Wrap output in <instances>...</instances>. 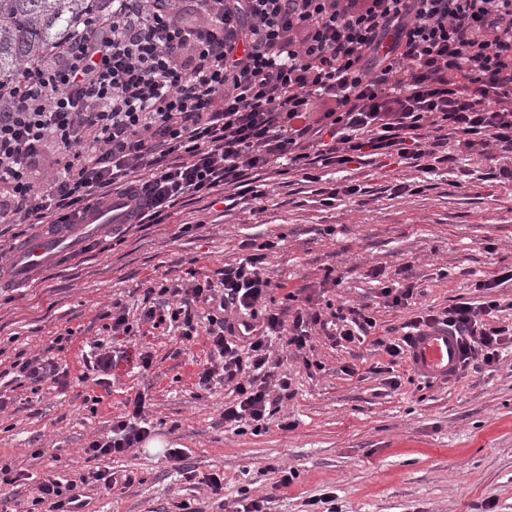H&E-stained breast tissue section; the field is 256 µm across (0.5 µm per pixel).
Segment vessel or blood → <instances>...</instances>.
I'll return each instance as SVG.
<instances>
[{"label":"vessel or blood","instance_id":"obj_1","mask_svg":"<svg viewBox=\"0 0 512 512\" xmlns=\"http://www.w3.org/2000/svg\"><path fill=\"white\" fill-rule=\"evenodd\" d=\"M98 224H70L60 231L47 233L26 241L16 248L8 264V284L25 288L32 274L59 257L74 254L85 238L94 235ZM407 358L420 376L436 382L452 377L461 361L458 336L442 326H432L414 336L407 349Z\"/></svg>","mask_w":512,"mask_h":512}]
</instances>
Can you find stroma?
Listing matches in <instances>:
<instances>
[{"instance_id":"obj_1","label":"stroma","mask_w":512,"mask_h":512,"mask_svg":"<svg viewBox=\"0 0 512 512\" xmlns=\"http://www.w3.org/2000/svg\"><path fill=\"white\" fill-rule=\"evenodd\" d=\"M488 161L426 176L424 193L390 197L384 188L414 177L411 169L358 170L371 189L363 197L321 206L311 187L275 189L267 210L224 214L203 211L201 232L177 236L189 220L178 209L169 223L130 231L124 242L59 260L30 286L0 288V468L23 472L21 484L0 482V512H30L46 475L67 482L83 473L87 443L106 435L125 403L147 394L152 436L164 449L133 448L105 460L112 471L133 473L129 488L98 489L87 512H235L243 498H268V512H302L304 502L331 492L336 512H512V353L490 374L467 368L448 381L416 375L408 361L390 364L370 344L333 343L318 329L303 352L275 340L281 373L291 379L260 434L226 427L222 414L230 387H202L198 374L210 357L205 337L184 346L177 333L143 325L128 355L112 371L111 384L83 380L84 355L93 340L106 338L100 315L114 301L133 303L134 291L151 281L214 275L224 265L254 254L273 241L262 270L277 284L266 305L281 308L285 291L311 286L298 306H372L371 335L397 339L410 315L440 310L459 301L493 295L507 309L497 322L512 323V282L493 291L480 286L512 266V186L483 182L473 169ZM411 264L419 289L411 308L378 306L381 282ZM341 274L326 283L327 268ZM69 339L62 347L53 341ZM152 356L142 369L139 353ZM50 356L67 372L66 384L31 383L11 375V364ZM399 381L391 386L385 365ZM362 378L346 375V368ZM182 448L194 471H173L165 448ZM293 468L297 479L277 486V468ZM223 488L212 493L208 479Z\"/></svg>"}]
</instances>
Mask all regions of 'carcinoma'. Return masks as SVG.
<instances>
[{"label": "carcinoma", "mask_w": 512, "mask_h": 512, "mask_svg": "<svg viewBox=\"0 0 512 512\" xmlns=\"http://www.w3.org/2000/svg\"><path fill=\"white\" fill-rule=\"evenodd\" d=\"M98 0H0V81L46 47L74 35V22Z\"/></svg>", "instance_id": "carcinoma-1"}]
</instances>
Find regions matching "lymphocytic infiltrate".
I'll use <instances>...</instances> for the list:
<instances>
[{
	"label": "lymphocytic infiltrate",
	"mask_w": 512,
	"mask_h": 512,
	"mask_svg": "<svg viewBox=\"0 0 512 512\" xmlns=\"http://www.w3.org/2000/svg\"><path fill=\"white\" fill-rule=\"evenodd\" d=\"M493 146L504 163L489 176L512 185V0H106L0 83V225L54 232L115 196L133 204L139 228L217 195L226 210L260 214L268 183L293 176L330 206L365 192L348 169L434 174ZM323 170L340 181L320 185ZM261 261L148 287L139 317L118 301L105 313L115 336L146 323L186 342L205 332L199 382L232 386L223 418L233 430L266 428L291 385L272 341L302 351L313 325L338 342L373 340L395 363L434 325L460 336L462 363L481 372L512 349V328L485 322L502 309L496 299L415 314L389 343L371 339L364 306L267 309L274 283ZM145 409V395L128 399L85 447L87 471L65 486L45 479L38 503L79 512L80 487L131 486L100 463L150 436Z\"/></svg>",
	"instance_id": "1"
}]
</instances>
